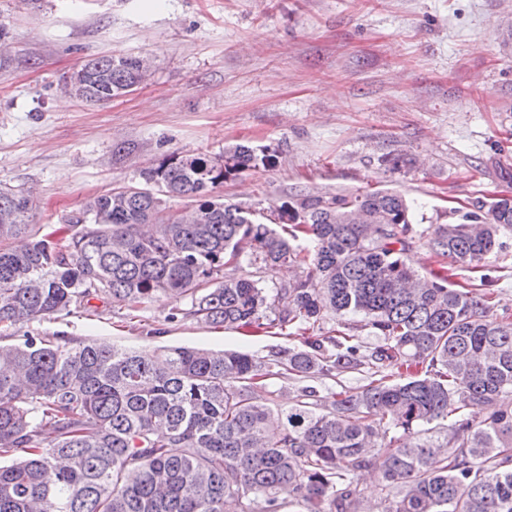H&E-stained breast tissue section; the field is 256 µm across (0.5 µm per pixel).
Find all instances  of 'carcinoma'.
<instances>
[{
	"mask_svg": "<svg viewBox=\"0 0 512 512\" xmlns=\"http://www.w3.org/2000/svg\"><path fill=\"white\" fill-rule=\"evenodd\" d=\"M81 69L83 99L101 103L138 86L145 65L112 53ZM269 161L241 144L174 153L141 185L89 199L61 237L34 231L29 191L0 188V330L102 296L129 310L185 300L202 324L254 333L302 335L336 315L307 348L264 357L165 347L152 360L64 335L0 345V459L23 453L0 463V512H278L285 490L313 512H363L370 467L384 512H512V407L499 405L512 393V314L495 310L497 279L482 274L474 292L415 271L398 192L309 193L268 214L215 195ZM507 231L502 195L435 227L428 247L483 269ZM257 263L305 275L270 292L245 269ZM354 372L357 387L310 384ZM285 377L301 386L282 406L272 386ZM359 489L361 491V497L373 507L374 512H382L385 506L383 497L384 491H382V481L378 473L374 470H364L359 476Z\"/></svg>",
	"mask_w": 512,
	"mask_h": 512,
	"instance_id": "carcinoma-1",
	"label": "carcinoma"
}]
</instances>
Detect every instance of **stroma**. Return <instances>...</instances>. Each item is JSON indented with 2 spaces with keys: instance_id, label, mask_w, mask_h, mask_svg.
Segmentation results:
<instances>
[{
  "instance_id": "1",
  "label": "stroma",
  "mask_w": 512,
  "mask_h": 512,
  "mask_svg": "<svg viewBox=\"0 0 512 512\" xmlns=\"http://www.w3.org/2000/svg\"><path fill=\"white\" fill-rule=\"evenodd\" d=\"M0 30V187L33 190L44 234L166 155L238 143L273 156L218 190L253 210L385 189L429 234L455 208L512 195V0H0ZM114 51L151 59L139 86L106 104L66 93L87 56ZM92 305L9 341L62 334L148 357L302 344L197 323L184 301L133 318Z\"/></svg>"
}]
</instances>
